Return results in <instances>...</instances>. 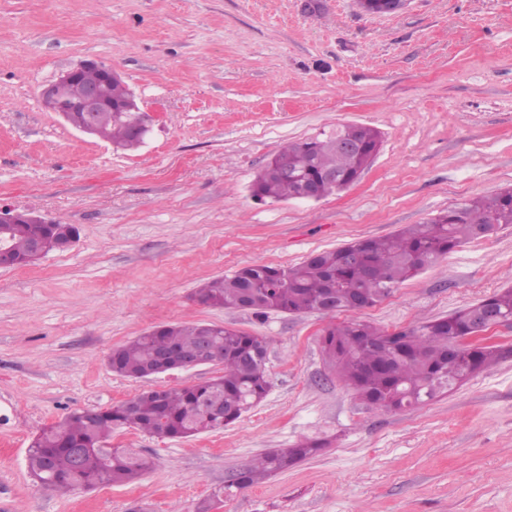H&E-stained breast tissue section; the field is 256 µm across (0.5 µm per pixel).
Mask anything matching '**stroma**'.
Segmentation results:
<instances>
[{
    "mask_svg": "<svg viewBox=\"0 0 512 512\" xmlns=\"http://www.w3.org/2000/svg\"><path fill=\"white\" fill-rule=\"evenodd\" d=\"M112 65L155 122L125 151L46 109V84ZM381 134L359 180L316 201H257L251 184L290 142L346 124ZM512 187V0H0V208L75 225L34 265L0 268V512H512V323L488 368L427 405L369 408L329 368V321L389 332L512 286V227L455 248L373 306L328 318L195 300L211 278L384 238ZM184 322L267 344L265 399L183 439L126 427L113 447L150 459L132 484L60 494L30 477L36 434L145 387L179 388L217 364L135 381L113 348ZM325 440L258 484L226 483L254 457Z\"/></svg>",
    "mask_w": 512,
    "mask_h": 512,
    "instance_id": "stroma-1",
    "label": "stroma"
}]
</instances>
